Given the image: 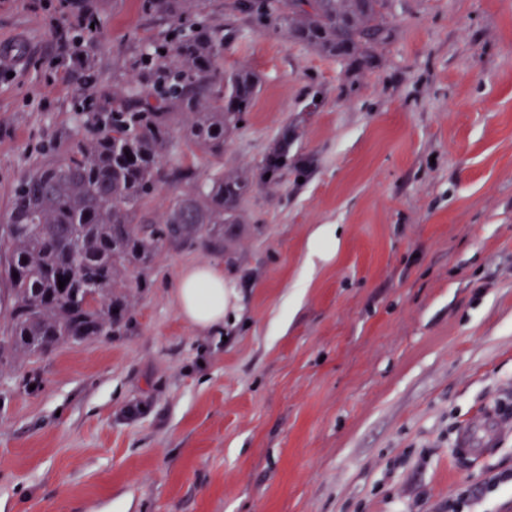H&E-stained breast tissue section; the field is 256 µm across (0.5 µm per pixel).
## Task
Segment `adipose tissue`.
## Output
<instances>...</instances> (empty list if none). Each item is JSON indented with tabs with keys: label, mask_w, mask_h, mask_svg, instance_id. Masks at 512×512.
<instances>
[{
	"label": "adipose tissue",
	"mask_w": 512,
	"mask_h": 512,
	"mask_svg": "<svg viewBox=\"0 0 512 512\" xmlns=\"http://www.w3.org/2000/svg\"><path fill=\"white\" fill-rule=\"evenodd\" d=\"M174 300L183 317L194 329L220 332L226 316L240 309V296L224 269L215 265H195L179 276Z\"/></svg>",
	"instance_id": "1"
}]
</instances>
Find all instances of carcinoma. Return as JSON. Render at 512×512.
I'll return each mask as SVG.
<instances>
[{"label": "carcinoma", "instance_id": "carcinoma-1", "mask_svg": "<svg viewBox=\"0 0 512 512\" xmlns=\"http://www.w3.org/2000/svg\"><path fill=\"white\" fill-rule=\"evenodd\" d=\"M199 3L142 0L158 28L138 57L151 82L112 94L110 112L82 113L94 136L51 151L16 184L0 227V370L63 343L128 330L131 291L147 287L131 270L165 247L223 250L224 225L241 223L255 185L243 172L194 184L161 213L151 207L160 184L189 178L167 161L175 125L188 145L219 157L260 87L251 69L224 70V27L198 19ZM388 4L242 0L238 7L260 21H284L295 41L344 63L353 78L393 39ZM175 24L186 32L171 35ZM286 159L284 146L268 155L267 182L288 168Z\"/></svg>", "mask_w": 512, "mask_h": 512}]
</instances>
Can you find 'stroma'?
<instances>
[{"label": "stroma", "instance_id": "1", "mask_svg": "<svg viewBox=\"0 0 512 512\" xmlns=\"http://www.w3.org/2000/svg\"><path fill=\"white\" fill-rule=\"evenodd\" d=\"M202 0L225 67L261 78L202 183L256 182L230 253L162 250L122 336L0 371V512H512V0H390L396 38L348 81L334 58ZM85 69L59 58L58 0H0V225L19 177L77 129L85 100L142 81L141 0H88ZM337 227L326 260L312 232ZM223 267L243 310L223 336L181 317L186 266ZM497 425L480 459L463 430ZM279 159H284V162H279ZM285 169H288V148L282 146L266 158L261 175L262 179L269 183L274 182ZM267 173H270L269 178H266Z\"/></svg>", "mask_w": 512, "mask_h": 512}]
</instances>
